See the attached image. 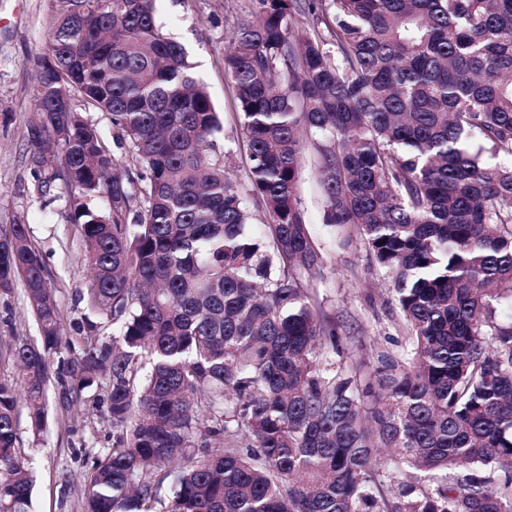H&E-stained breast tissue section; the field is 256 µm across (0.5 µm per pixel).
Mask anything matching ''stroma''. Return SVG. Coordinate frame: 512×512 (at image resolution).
<instances>
[{"label":"stroma","instance_id":"stroma-1","mask_svg":"<svg viewBox=\"0 0 512 512\" xmlns=\"http://www.w3.org/2000/svg\"><path fill=\"white\" fill-rule=\"evenodd\" d=\"M258 10V0L156 2L158 24L186 49L193 76L205 84L216 111L224 115L216 150L224 156L228 176L242 189L249 186V161L234 85L224 67V46ZM53 11L54 0H0V232L16 219L27 224L56 290L64 332L75 337L86 313L76 291L89 278L81 228L70 221L62 182L48 192L39 191L26 140V126L35 111L33 62L47 51ZM299 194L328 264L320 300L336 323L346 354L370 361L381 354L399 355L405 333L389 285L363 245L355 241L340 246L333 229L323 224L322 190L309 155L302 165ZM1 336L30 344L39 340L23 288L0 292ZM48 399V423L40 436L31 433L26 409L17 410L19 453L36 462L33 507L35 512H84L90 465L82 451L111 447L114 430L94 392L71 401L67 386L54 376Z\"/></svg>","mask_w":512,"mask_h":512}]
</instances>
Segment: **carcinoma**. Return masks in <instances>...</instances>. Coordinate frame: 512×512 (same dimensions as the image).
I'll return each mask as SVG.
<instances>
[{
  "label": "carcinoma",
  "instance_id": "carcinoma-1",
  "mask_svg": "<svg viewBox=\"0 0 512 512\" xmlns=\"http://www.w3.org/2000/svg\"><path fill=\"white\" fill-rule=\"evenodd\" d=\"M55 2L26 137L39 184L67 187L93 319L75 348L14 222L0 292L24 288L41 342L0 347L19 370L0 380V512H32L16 409L43 431L56 359L77 398L106 381L117 432L85 452L84 512H512V165L483 159L512 156V0H259L224 48L257 230L156 0ZM309 144L323 223L391 282L398 360L344 356L323 310ZM89 120L93 123L97 124L98 127L105 135V139L107 144L109 145L112 152L116 155V157L123 161L127 168L137 177V173L141 172L142 169L137 166V164L129 159L127 153V147L125 145H119L114 137V131L112 130V126L104 113L101 112H90L88 113Z\"/></svg>",
  "mask_w": 512,
  "mask_h": 512
}]
</instances>
